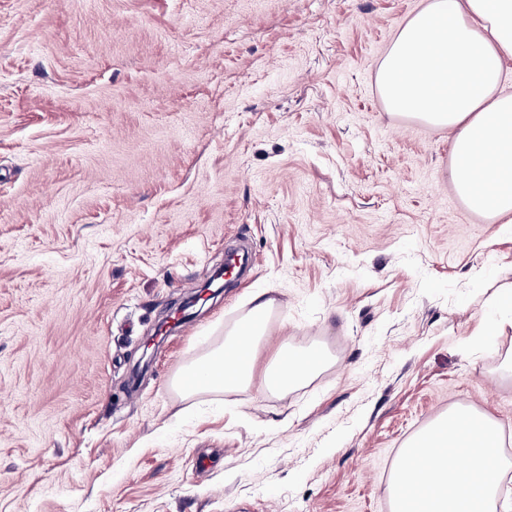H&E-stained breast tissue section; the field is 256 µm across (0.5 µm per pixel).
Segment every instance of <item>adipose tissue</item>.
I'll list each match as a JSON object with an SVG mask.
<instances>
[{"label": "adipose tissue", "mask_w": 512, "mask_h": 512, "mask_svg": "<svg viewBox=\"0 0 512 512\" xmlns=\"http://www.w3.org/2000/svg\"><path fill=\"white\" fill-rule=\"evenodd\" d=\"M512 57V0H429L402 27L378 78L389 111L447 128L452 178L475 212L512 222V96L500 94L503 59ZM244 318L193 359L172 385L182 394L232 393L254 381V357L275 301L250 298ZM317 372L308 356L281 349L262 386L285 394ZM194 377L191 386L184 377Z\"/></svg>", "instance_id": "ef3b65f1"}]
</instances>
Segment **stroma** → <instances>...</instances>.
<instances>
[{"label":"stroma","mask_w":512,"mask_h":512,"mask_svg":"<svg viewBox=\"0 0 512 512\" xmlns=\"http://www.w3.org/2000/svg\"><path fill=\"white\" fill-rule=\"evenodd\" d=\"M427 3L0 0V512H387L402 448L456 407L512 458V223L377 84ZM263 289L257 370L284 344L329 366L173 390Z\"/></svg>","instance_id":"stroma-1"}]
</instances>
